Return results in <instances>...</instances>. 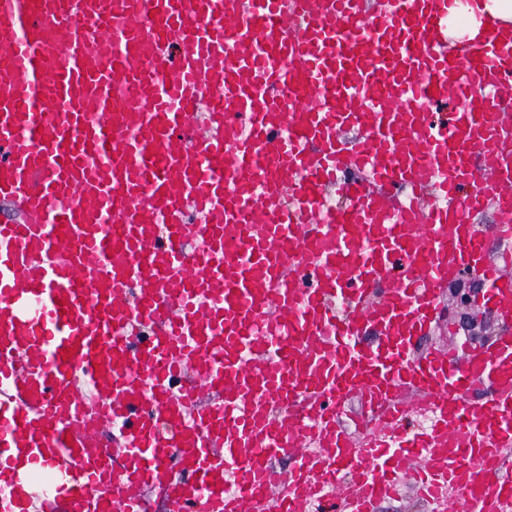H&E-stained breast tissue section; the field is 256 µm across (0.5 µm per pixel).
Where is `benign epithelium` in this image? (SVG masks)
Returning a JSON list of instances; mask_svg holds the SVG:
<instances>
[{
    "label": "benign epithelium",
    "instance_id": "obj_1",
    "mask_svg": "<svg viewBox=\"0 0 512 512\" xmlns=\"http://www.w3.org/2000/svg\"><path fill=\"white\" fill-rule=\"evenodd\" d=\"M482 287L483 282L476 273L465 271L460 275L457 287L449 289L452 298L450 314L454 325L474 347L482 346L488 337L494 335L493 316L484 312L473 316Z\"/></svg>",
    "mask_w": 512,
    "mask_h": 512
}]
</instances>
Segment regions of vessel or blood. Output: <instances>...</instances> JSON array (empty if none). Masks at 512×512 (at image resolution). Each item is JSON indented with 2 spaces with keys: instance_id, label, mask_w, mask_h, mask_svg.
<instances>
[{
  "instance_id": "1",
  "label": "vessel or blood",
  "mask_w": 512,
  "mask_h": 512,
  "mask_svg": "<svg viewBox=\"0 0 512 512\" xmlns=\"http://www.w3.org/2000/svg\"><path fill=\"white\" fill-rule=\"evenodd\" d=\"M452 4L0 0V512H512V332L411 351L466 270L512 323V28ZM455 1L448 15V35L455 30L457 40H453L460 45L459 41L472 45L487 21L498 27L512 24V0Z\"/></svg>"
}]
</instances>
